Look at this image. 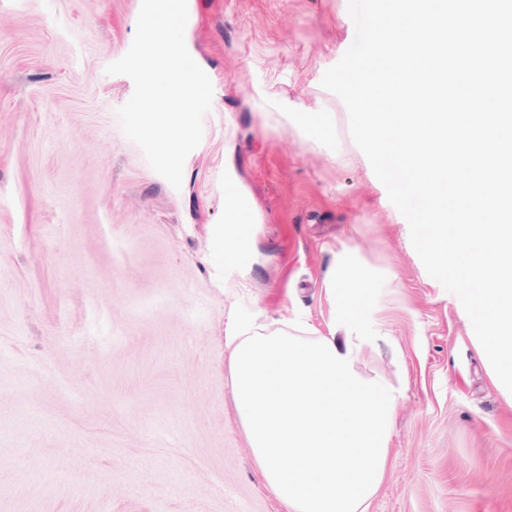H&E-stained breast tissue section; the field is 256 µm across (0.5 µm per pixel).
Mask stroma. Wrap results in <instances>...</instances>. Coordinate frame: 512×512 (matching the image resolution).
Here are the masks:
<instances>
[{"mask_svg": "<svg viewBox=\"0 0 512 512\" xmlns=\"http://www.w3.org/2000/svg\"><path fill=\"white\" fill-rule=\"evenodd\" d=\"M140 6L0 0V512H289L225 338L240 304L344 337L347 254L385 276L358 369L403 391L368 512H512V397L321 85L348 0H187L213 98L178 189L121 128L132 80L106 72Z\"/></svg>", "mask_w": 512, "mask_h": 512, "instance_id": "1", "label": "stroma"}]
</instances>
